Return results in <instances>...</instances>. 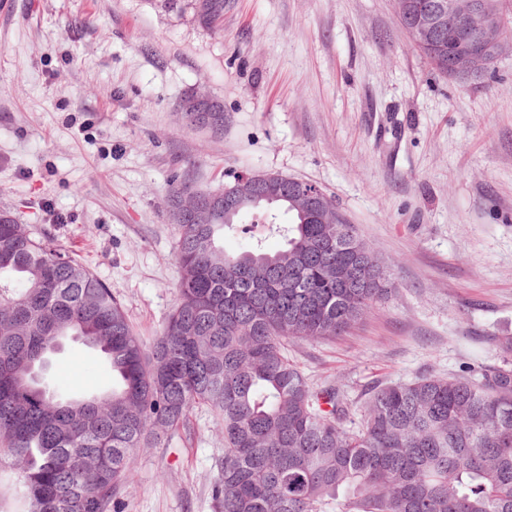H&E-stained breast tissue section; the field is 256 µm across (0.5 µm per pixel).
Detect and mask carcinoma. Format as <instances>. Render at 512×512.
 Returning a JSON list of instances; mask_svg holds the SVG:
<instances>
[{
  "mask_svg": "<svg viewBox=\"0 0 512 512\" xmlns=\"http://www.w3.org/2000/svg\"><path fill=\"white\" fill-rule=\"evenodd\" d=\"M206 2L213 24L224 0ZM280 211L292 222L276 224ZM246 212L277 225L280 249L239 223ZM178 232L177 302L147 349L87 266L0 214V452L20 469L23 512H111L137 448L196 405L224 429L218 512H512L511 370L381 386L359 408L288 358L285 340L340 336L392 288L356 225L262 201ZM226 234L251 243L227 253ZM64 336L107 361L112 388L63 397L31 383Z\"/></svg>",
  "mask_w": 512,
  "mask_h": 512,
  "instance_id": "obj_1",
  "label": "carcinoma"
}]
</instances>
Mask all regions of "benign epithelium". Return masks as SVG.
<instances>
[{
	"mask_svg": "<svg viewBox=\"0 0 512 512\" xmlns=\"http://www.w3.org/2000/svg\"><path fill=\"white\" fill-rule=\"evenodd\" d=\"M398 13L404 21L405 30L411 40L419 45H433L434 33L446 21H463L461 38L464 51L452 58L451 72L463 79L478 78L487 70L488 64L512 51V44L496 36L502 20L494 9L492 0H420L411 6L410 0H397ZM182 112L193 114V119L212 130L220 128L221 107L205 96L187 100ZM248 186H239L225 191L223 205L231 209L241 206L247 199L280 196L283 184H288L297 201L308 199L317 189L311 182L289 178L284 175L253 173L242 177ZM195 195L183 198L181 208L176 210L175 221L186 223L197 220L193 210Z\"/></svg>",
	"mask_w": 512,
	"mask_h": 512,
	"instance_id": "benign-epithelium-1",
	"label": "benign epithelium"
}]
</instances>
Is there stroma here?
<instances>
[{
	"mask_svg": "<svg viewBox=\"0 0 512 512\" xmlns=\"http://www.w3.org/2000/svg\"><path fill=\"white\" fill-rule=\"evenodd\" d=\"M210 96L220 131L188 124ZM241 172L321 187L391 273L333 339L294 341L309 383L375 385L501 367L512 336V53L467 81L431 68L395 0H7L0 7V211L75 254L152 344L174 305L172 185ZM63 395L111 383L67 341ZM224 433L211 408L136 451L119 512H214Z\"/></svg>",
	"mask_w": 512,
	"mask_h": 512,
	"instance_id": "obj_1",
	"label": "stroma"
}]
</instances>
